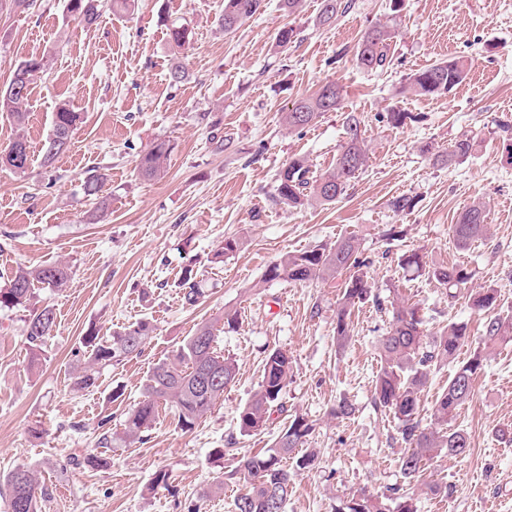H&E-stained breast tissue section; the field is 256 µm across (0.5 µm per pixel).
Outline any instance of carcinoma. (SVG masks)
Instances as JSON below:
<instances>
[{"instance_id": "cac0c4a2", "label": "carcinoma", "mask_w": 512, "mask_h": 512, "mask_svg": "<svg viewBox=\"0 0 512 512\" xmlns=\"http://www.w3.org/2000/svg\"><path fill=\"white\" fill-rule=\"evenodd\" d=\"M100 0H69V11L82 22L91 25L99 17ZM265 7V0H224V11L220 17L221 27L229 33L238 29ZM350 3L343 0H323L319 24L332 25L338 14L346 11ZM395 33L387 25L369 27L361 36L354 51L356 62L364 69L373 71L384 68L387 63V47ZM45 60L31 56L16 65L9 87L14 93H0V112L8 113L14 122L22 126L27 119L26 103L31 85L38 74L45 71ZM471 61L461 58L440 62L411 74L407 78L408 88L421 96H432L449 92L461 83ZM342 91L334 83L322 85L316 94L297 99L285 113L290 129H303L327 112L341 108ZM80 115L61 106L54 113L52 132L45 143L43 164L49 165L66 151ZM361 121L355 115L347 117V141L336 156L334 166L323 173L311 169L304 158L291 159L277 174L276 197L288 206H296L311 198L323 205L336 202L346 191L351 179L359 174L367 161L364 141L361 138ZM472 144L467 138L448 145L441 155V162L452 165L467 158ZM22 156L21 163L13 162L12 153ZM170 152V144L158 139L137 160L141 177L154 179L161 175ZM31 163L27 142L17 138L7 151L0 154V166L24 175ZM110 180L106 169L88 171L83 190L99 199V206L107 208L108 198L102 195ZM456 243L465 247L487 232L485 208L474 203L463 210L451 225ZM365 262L358 257V245L354 238L343 237L329 247L291 253L272 264L266 271V280L308 282L323 279L344 270H351L336 313V340L343 344L349 339V315L351 307L363 303L371 296L366 275L361 270ZM68 264L57 262L34 268L17 267L8 278V285L0 288V309L14 308L26 303L34 293L35 284L59 290L70 278ZM427 275L445 288H459L468 281V273L458 267H433ZM179 288L185 304L195 306L203 296L198 288L196 274L185 271ZM500 293L494 288L481 289L473 296V306L479 310H490L497 306ZM391 321L382 336L378 351L380 370L375 381L374 404L392 413L398 422L402 441L408 445L400 459V471L404 482L419 481L424 472V461L444 452L451 456H466L470 451V440L466 432L450 428L439 434L422 425L419 418L418 393L425 386L431 368L438 364L454 362L457 352L467 341V327L462 323H450L439 335L427 342L423 334V320L419 310L412 304L399 300L390 302ZM56 327L55 313L46 305L30 315L26 324L29 343L39 348ZM153 331L151 323L142 319L112 334V339L103 340L91 333L83 337L86 348V366L74 374L73 387L86 390L95 386L94 367L110 362H119L138 354ZM512 342V317L496 315L485 325L486 346ZM214 325L200 324L193 335L171 358L158 361L149 371L144 384V399L127 413L123 421L125 439L133 443L151 425L157 401L164 400L175 408L177 425L186 431L194 427L197 420L206 414L236 378L234 360L224 357L215 347ZM483 356L476 352L467 362L458 365L448 378V385L436 398L433 416L436 424L448 425L459 409L472 395L473 377L481 369ZM292 368L291 358L281 350L272 351L263 365L259 390L240 409L237 417L239 432L248 436L266 429L271 415L280 407L283 391ZM314 431L307 418L296 415L273 439L269 448L256 455H247L240 462V471L246 482V493L236 502V512H285L288 497L292 492V475L283 461L292 457ZM6 487L7 512H38L39 500L47 494L40 486L34 472L25 466L11 471L4 481ZM336 512H418L413 494L404 487L392 489V495L379 500L364 493L339 502Z\"/></svg>"}]
</instances>
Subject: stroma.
I'll list each match as a JSON object with an SVG mask.
<instances>
[{
    "instance_id": "obj_1",
    "label": "stroma",
    "mask_w": 512,
    "mask_h": 512,
    "mask_svg": "<svg viewBox=\"0 0 512 512\" xmlns=\"http://www.w3.org/2000/svg\"><path fill=\"white\" fill-rule=\"evenodd\" d=\"M97 22L85 25L67 0H35L26 12L0 10V86L30 56L47 68L31 87L25 136L28 175L0 167V277L17 265L65 262L66 288L37 289L52 305L56 329L32 349L24 307L0 310V479L16 467L34 469L48 489L41 512H235L243 488L235 471L242 455L269 447L285 415L313 421L302 447L315 455L298 472L285 512H335L357 492L384 498L402 485L405 447L392 414L373 402L377 344L389 326L386 305L399 295L415 304L425 336L451 322L467 324L458 361L485 348L487 312L471 307L468 289L495 288L498 314H512V0H353L333 26L318 24L321 0H302L287 13L280 0L232 33L217 18L223 0H135L116 12L101 0ZM388 24L396 36L389 65L377 71L354 59L364 31ZM182 25L190 43L173 51L168 28ZM300 36L275 45L283 26ZM465 56L471 68L450 92L420 96L405 79L430 64ZM187 77L172 83L173 65ZM328 82L343 89L339 111L301 131L288 129L292 102ZM82 122L52 166L43 146L61 105ZM410 115L400 127L384 114ZM217 122L228 149L211 140ZM361 120L368 161L335 204L291 208L275 199L276 174L294 158L330 168L343 146L345 118ZM460 138L473 147L447 166L437 153ZM173 149L157 179L139 176L136 160L153 141ZM107 169V209L84 194L89 169ZM412 197L399 212L395 198ZM482 203L489 232L468 247L451 233L459 213ZM354 237L373 298L351 310V338L337 346L336 310L345 274L310 283L266 280L282 256ZM239 251L213 262L226 238ZM419 254L428 266L457 265L471 278L448 294L401 260ZM194 269L204 292L186 305L178 286ZM239 314L225 331L224 312ZM153 331L140 354L101 367L95 387L71 384L83 366L90 330L109 336L139 320ZM214 323L218 350L238 368L234 382L194 428H178L159 404L141 441H121L123 420L142 399L158 360L176 353L198 325ZM292 359L283 393L285 414L267 430L240 435L237 414L257 391L268 353ZM474 393L451 421L471 441L465 457L426 461L412 484L419 512H512V344L489 348ZM355 407L333 417L340 398ZM110 417V448L101 450L98 422ZM103 453V468L72 465L73 456ZM169 476L159 484V472ZM223 490H216V483Z\"/></svg>"
}]
</instances>
